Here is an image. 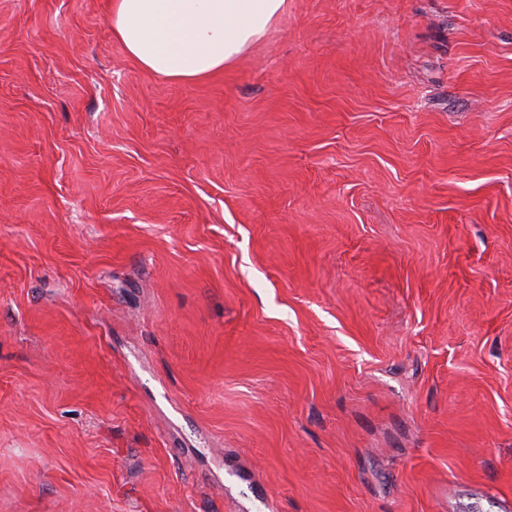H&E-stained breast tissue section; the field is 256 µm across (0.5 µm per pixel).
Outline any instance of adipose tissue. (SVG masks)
<instances>
[{
    "label": "adipose tissue",
    "instance_id": "ef3b65f1",
    "mask_svg": "<svg viewBox=\"0 0 512 512\" xmlns=\"http://www.w3.org/2000/svg\"><path fill=\"white\" fill-rule=\"evenodd\" d=\"M288 0H110L113 37L144 71L193 82L234 66Z\"/></svg>",
    "mask_w": 512,
    "mask_h": 512
}]
</instances>
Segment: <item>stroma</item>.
Listing matches in <instances>:
<instances>
[{
	"mask_svg": "<svg viewBox=\"0 0 512 512\" xmlns=\"http://www.w3.org/2000/svg\"><path fill=\"white\" fill-rule=\"evenodd\" d=\"M0 0V512H502L512 0H288L180 83Z\"/></svg>",
	"mask_w": 512,
	"mask_h": 512,
	"instance_id": "1",
	"label": "stroma"
}]
</instances>
